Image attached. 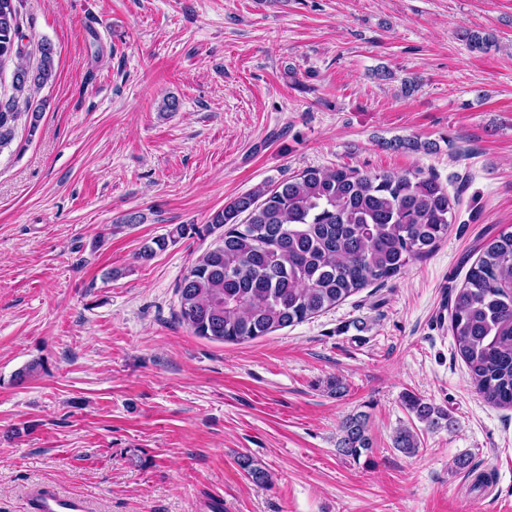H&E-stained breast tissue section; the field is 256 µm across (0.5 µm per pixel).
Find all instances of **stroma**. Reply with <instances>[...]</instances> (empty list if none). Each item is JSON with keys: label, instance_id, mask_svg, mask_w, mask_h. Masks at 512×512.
<instances>
[{"label": "stroma", "instance_id": "35a3bbf8", "mask_svg": "<svg viewBox=\"0 0 512 512\" xmlns=\"http://www.w3.org/2000/svg\"><path fill=\"white\" fill-rule=\"evenodd\" d=\"M21 15L29 64L51 42L55 78L0 150V512H33L42 490L88 512H512V410L475 393L443 306L512 229V0H23ZM468 30L495 47L471 50ZM339 165L437 177L459 200L447 235L267 336L181 323L176 288L220 237L209 215ZM407 392L453 422L420 430L414 456L392 444ZM359 412L372 449L355 460L336 441Z\"/></svg>", "mask_w": 512, "mask_h": 512}]
</instances>
